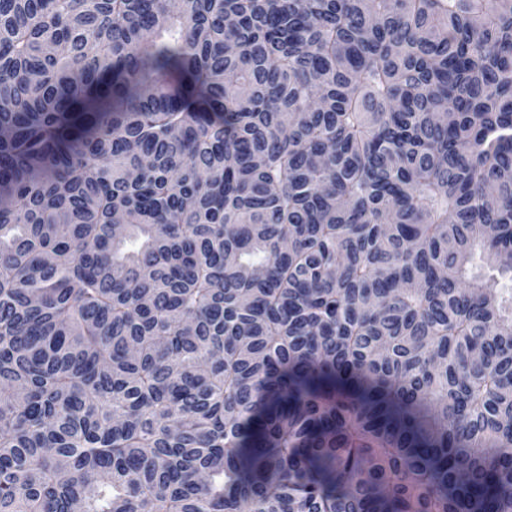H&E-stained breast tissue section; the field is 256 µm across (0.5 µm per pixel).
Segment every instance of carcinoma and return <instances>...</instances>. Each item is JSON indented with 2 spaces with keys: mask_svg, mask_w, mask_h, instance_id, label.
I'll return each instance as SVG.
<instances>
[{
  "mask_svg": "<svg viewBox=\"0 0 512 512\" xmlns=\"http://www.w3.org/2000/svg\"><path fill=\"white\" fill-rule=\"evenodd\" d=\"M512 0H0V512H512Z\"/></svg>",
  "mask_w": 512,
  "mask_h": 512,
  "instance_id": "carcinoma-1",
  "label": "carcinoma"
}]
</instances>
